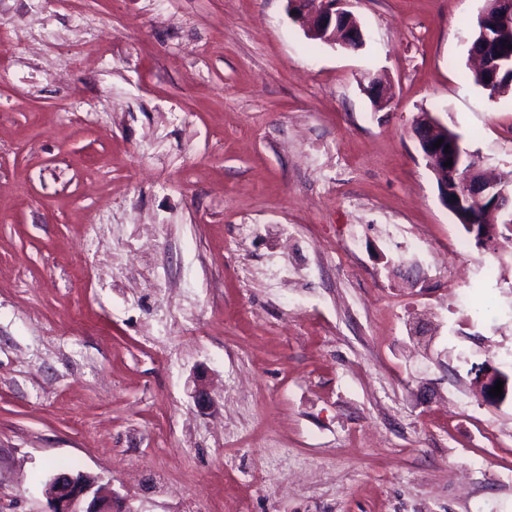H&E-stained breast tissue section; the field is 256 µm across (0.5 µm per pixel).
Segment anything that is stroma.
<instances>
[{
	"label": "stroma",
	"mask_w": 512,
	"mask_h": 512,
	"mask_svg": "<svg viewBox=\"0 0 512 512\" xmlns=\"http://www.w3.org/2000/svg\"><path fill=\"white\" fill-rule=\"evenodd\" d=\"M79 2L0 0V512L78 471L123 512H512V227L479 248L412 132L512 172L485 0H353L359 50L286 0Z\"/></svg>",
	"instance_id": "1"
}]
</instances>
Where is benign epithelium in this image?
<instances>
[{"mask_svg": "<svg viewBox=\"0 0 512 512\" xmlns=\"http://www.w3.org/2000/svg\"><path fill=\"white\" fill-rule=\"evenodd\" d=\"M287 12L299 23L306 37L346 49H358L364 44L361 25L348 10L351 0H286ZM482 36L489 37V29L508 31L512 29V0H500L499 13L490 17H479ZM346 37H341V34ZM478 70L485 72V86L491 88L498 80L499 59L476 57ZM413 133L418 141L421 153L429 168L440 180L439 199L441 204L456 218L465 224L474 234L479 246L491 248L493 240L475 224V214L487 202H492L491 209L506 210L512 205V192L493 191L492 183L480 179L472 183V178L479 175L477 166L464 168V150L460 140L448 138V128L433 116L418 118L413 126ZM443 140L435 146L437 140ZM453 160V182H448V160ZM503 381V392H508V377L501 372L483 373L482 389L485 396L498 402L501 397L489 393L497 381ZM44 495L49 507L48 512H116V497L107 486H101L89 477L77 479L68 474L52 477L44 487Z\"/></svg>", "mask_w": 512, "mask_h": 512, "instance_id": "1", "label": "benign epithelium"}]
</instances>
